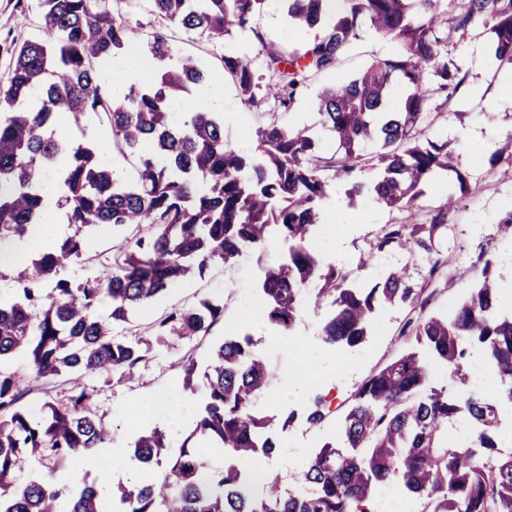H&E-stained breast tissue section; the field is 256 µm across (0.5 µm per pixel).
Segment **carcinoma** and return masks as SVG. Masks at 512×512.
I'll use <instances>...</instances> for the list:
<instances>
[{
  "label": "carcinoma",
  "mask_w": 512,
  "mask_h": 512,
  "mask_svg": "<svg viewBox=\"0 0 512 512\" xmlns=\"http://www.w3.org/2000/svg\"><path fill=\"white\" fill-rule=\"evenodd\" d=\"M155 10L188 33L222 40L250 26L268 0H151ZM288 31L320 34L299 48L257 37L265 69L280 78L277 100L289 109L308 80L331 74L344 50L368 30L392 42L396 54L372 63L350 80H334L319 94V130L272 119L254 131L255 149L224 138V120L214 112H177L176 102L208 82L190 56H179L168 38L144 42L154 63L147 82L115 96L104 67L137 39L111 0H40L44 38L14 51L7 83L0 85V278L11 264L5 249L17 237L52 236L51 210L76 226L74 235L33 255L12 300H0V512H373L375 488L396 482L422 498L424 512H512V455L500 456L494 405L477 392L452 398L429 385L431 365L460 375L473 354L481 355L512 403V313L501 307L494 261L488 258L470 294L443 315L425 312V288L408 279V265L393 268L382 287L363 292L348 285L349 272L323 267L309 246L324 223L330 181L368 195L375 204L414 215L421 186L455 172L448 143L423 135L434 92L448 97L465 77L448 51L457 35L481 23L491 33L494 57L512 64V0H285ZM219 62L237 90L239 108L258 105L254 59L228 50ZM41 89V97L31 90ZM106 119L108 140L122 156L139 160L126 179L102 159L98 146L56 134L62 118L80 124L88 114ZM456 199L429 215L428 223L387 224L376 249L394 245L429 263V281L448 275V258L435 241L448 230ZM97 226L138 228L132 244L118 246L101 275L73 288L43 283L58 269L83 261L84 230ZM288 245L284 262L267 265L260 277L263 320L285 333L301 315L308 284L316 300L333 311L322 323L327 347H358L380 305L409 308L398 337L408 348L373 370L356 388L341 422L340 443L326 442L310 458L299 485L282 492L270 475L255 495L237 461L270 454L268 423L253 409L275 372L251 351L246 336L213 346L203 372L188 358L183 383L203 388L204 413L194 434L211 448L229 451L233 462L208 468L184 441L162 479L144 475L104 496L94 486L74 492L66 485L31 479L17 482L26 457L38 453L55 464L100 448L111 429L82 387L85 374H130L149 348L121 339L115 327L157 295L230 263L243 250L264 249L269 228ZM108 317L98 315L100 307ZM224 307L203 300L175 310L154 324L159 336H205ZM17 353L28 357L34 382L53 385L66 374L64 402L46 403L39 418L19 405L22 379L4 369ZM463 417L473 431L461 446L442 434ZM164 431L141 433L131 448L143 469L169 455Z\"/></svg>",
  "instance_id": "1"
}]
</instances>
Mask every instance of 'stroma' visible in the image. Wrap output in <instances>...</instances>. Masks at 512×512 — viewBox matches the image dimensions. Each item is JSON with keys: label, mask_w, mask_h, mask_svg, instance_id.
Listing matches in <instances>:
<instances>
[{"label": "stroma", "mask_w": 512, "mask_h": 512, "mask_svg": "<svg viewBox=\"0 0 512 512\" xmlns=\"http://www.w3.org/2000/svg\"><path fill=\"white\" fill-rule=\"evenodd\" d=\"M112 7L126 16L129 25L141 37L162 31L179 54L195 57L213 67L223 99L224 137L233 145L250 141L255 128L273 118L286 124L311 125L316 122L314 101L318 89L327 82L325 76L311 79L294 108L288 111L279 106L269 91L273 78L265 70H258L260 105L243 122L239 119L236 88L218 68L217 57L222 53L224 43L185 33L159 18L152 10L151 0H112ZM253 25L250 32L233 31L228 42L251 55L255 52V37L259 34L265 40L293 46L313 38L309 32L289 36L275 0H269L263 12L255 17ZM41 35L39 0H0V84L8 80L13 47ZM452 46L453 56L466 80L451 100L433 96L424 133L459 147L458 129H469L476 136L485 134L488 111L496 98L499 82L508 70L491 59L483 25H476L463 37L454 38ZM394 51V45L386 39L363 34L342 56L336 75L349 78L376 59L391 56ZM497 121L498 135L491 148L501 151L499 161L493 164L480 162L468 151L461 150L459 168L467 177L468 191L456 211L450 214L448 231L438 242L449 258L448 273L452 284L437 289L427 306L428 312L446 313L450 306L470 293L483 267L479 259L481 251L495 256L499 281L512 280V233L502 226L505 216L512 212V145L506 143L507 132H512V107L499 112ZM408 218L407 213L379 207L362 213L359 223L342 229L337 227V216L330 210L324 224L313 231L311 242L324 263L349 271L356 286L371 288L381 283L403 256L391 248L370 253V243L380 236L384 225L402 224ZM287 254V245L277 234H270L264 258L247 252L235 263L210 266L203 275L182 282L131 316L125 329L126 336L153 342L151 352L137 366L133 379H126L118 371L90 375L83 380L98 414L112 425L113 447H130L135 436L148 427V420L142 419L140 413L153 400L158 403L160 428L168 432L173 447H180L205 405L202 392L185 390L182 385L184 357H192L198 365H205L214 343L230 335L247 334L252 338L254 353L277 372L273 386L254 403L255 411L269 420L267 433L276 443L274 452L262 458L261 463L279 474L283 489L297 487L309 458L324 442L336 438L339 420L357 384L371 370L402 351L397 333L408 310L394 306L379 311L370 335L355 349L326 348L320 340L319 325L331 313L332 307L327 302L315 305L313 295L308 294L303 299L301 320L292 332L281 333L262 320L259 263L263 260L278 263ZM202 299L224 307V314L210 335L166 342L155 340L154 323L173 309L190 307ZM300 343L320 352L315 370L308 378L295 375L294 361L289 355L290 345ZM321 394L328 396L331 414L325 424L318 427L311 425L306 416L312 398Z\"/></svg>", "instance_id": "obj_1"}]
</instances>
